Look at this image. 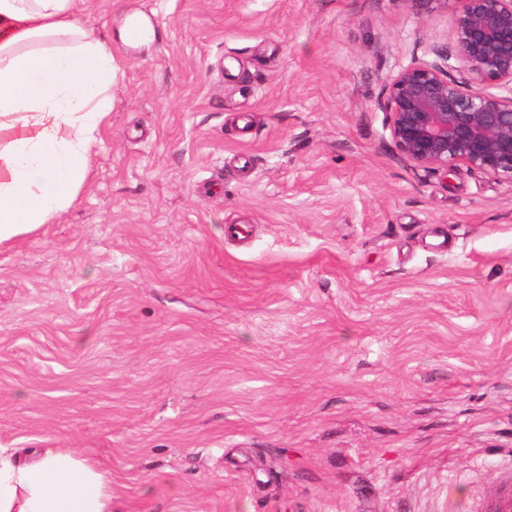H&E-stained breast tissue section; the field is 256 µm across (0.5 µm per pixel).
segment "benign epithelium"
I'll use <instances>...</instances> for the list:
<instances>
[{
  "instance_id": "7a95c632",
  "label": "benign epithelium",
  "mask_w": 512,
  "mask_h": 512,
  "mask_svg": "<svg viewBox=\"0 0 512 512\" xmlns=\"http://www.w3.org/2000/svg\"><path fill=\"white\" fill-rule=\"evenodd\" d=\"M452 9L453 47L391 75L378 108L402 157L512 182V0H412ZM459 71L454 79L450 72Z\"/></svg>"
}]
</instances>
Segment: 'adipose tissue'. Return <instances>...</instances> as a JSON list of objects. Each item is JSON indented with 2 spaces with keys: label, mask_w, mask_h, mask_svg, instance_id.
<instances>
[{
  "label": "adipose tissue",
  "mask_w": 512,
  "mask_h": 512,
  "mask_svg": "<svg viewBox=\"0 0 512 512\" xmlns=\"http://www.w3.org/2000/svg\"><path fill=\"white\" fill-rule=\"evenodd\" d=\"M121 73L77 0H0V243L76 201ZM0 512H112L111 478L66 448H0Z\"/></svg>",
  "instance_id": "obj_1"
}]
</instances>
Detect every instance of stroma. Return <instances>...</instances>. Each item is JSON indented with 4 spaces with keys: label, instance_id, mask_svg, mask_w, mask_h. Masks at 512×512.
I'll use <instances>...</instances> for the list:
<instances>
[{
    "label": "stroma",
    "instance_id": "stroma-1",
    "mask_svg": "<svg viewBox=\"0 0 512 512\" xmlns=\"http://www.w3.org/2000/svg\"><path fill=\"white\" fill-rule=\"evenodd\" d=\"M83 14L124 77L76 202L0 244V448L75 451L114 512H477L512 464V182L411 166L377 107L451 13Z\"/></svg>",
    "mask_w": 512,
    "mask_h": 512
}]
</instances>
